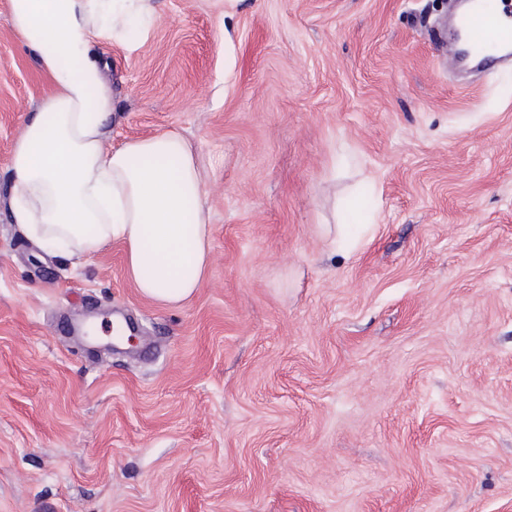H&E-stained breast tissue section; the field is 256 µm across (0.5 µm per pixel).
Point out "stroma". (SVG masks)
<instances>
[{
    "label": "stroma",
    "mask_w": 512,
    "mask_h": 512,
    "mask_svg": "<svg viewBox=\"0 0 512 512\" xmlns=\"http://www.w3.org/2000/svg\"><path fill=\"white\" fill-rule=\"evenodd\" d=\"M451 5L156 0L99 42L109 145L179 130L210 191L209 275L159 305L119 245L11 224L51 85L0 0V512H512V66L459 72ZM337 233L338 241L348 243L350 248H356L372 231L373 224H340Z\"/></svg>",
    "instance_id": "1"
}]
</instances>
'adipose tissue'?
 <instances>
[{
  "label": "adipose tissue",
  "mask_w": 512,
  "mask_h": 512,
  "mask_svg": "<svg viewBox=\"0 0 512 512\" xmlns=\"http://www.w3.org/2000/svg\"><path fill=\"white\" fill-rule=\"evenodd\" d=\"M154 0H9L7 24L37 56L52 89L11 152V221L50 251L81 259L123 248L127 276L160 304L189 300L211 250L208 191L176 130L106 147L112 96L94 40L135 49Z\"/></svg>",
  "instance_id": "1"
}]
</instances>
